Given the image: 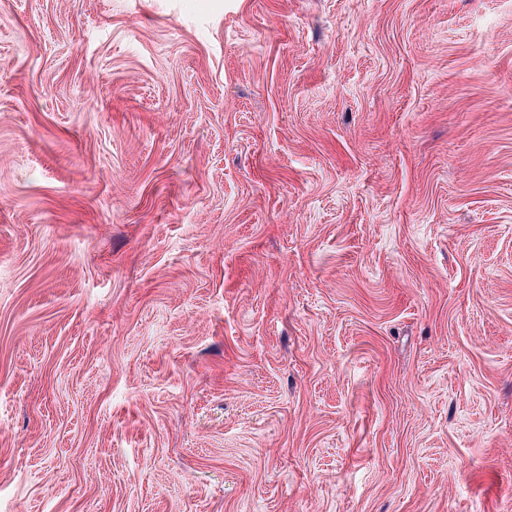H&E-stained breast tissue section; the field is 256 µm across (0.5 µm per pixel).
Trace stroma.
Wrapping results in <instances>:
<instances>
[{"label":"stroma","instance_id":"1","mask_svg":"<svg viewBox=\"0 0 512 512\" xmlns=\"http://www.w3.org/2000/svg\"><path fill=\"white\" fill-rule=\"evenodd\" d=\"M0 512H512V0H0Z\"/></svg>","mask_w":512,"mask_h":512}]
</instances>
